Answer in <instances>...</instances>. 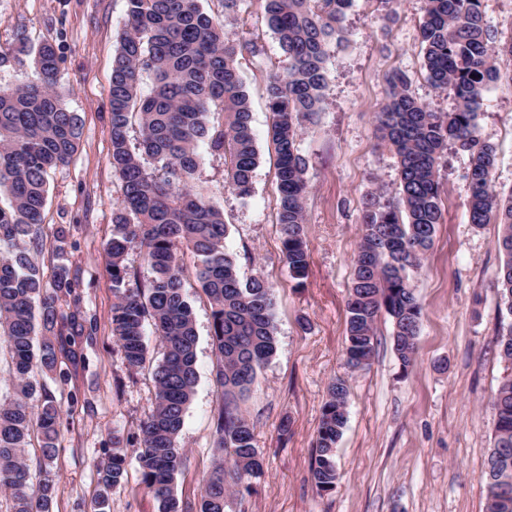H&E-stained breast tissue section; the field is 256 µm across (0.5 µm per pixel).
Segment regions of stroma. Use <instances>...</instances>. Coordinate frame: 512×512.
<instances>
[{
  "label": "stroma",
  "instance_id": "obj_1",
  "mask_svg": "<svg viewBox=\"0 0 512 512\" xmlns=\"http://www.w3.org/2000/svg\"><path fill=\"white\" fill-rule=\"evenodd\" d=\"M422 0H353L345 38L330 51L324 103L315 122L298 131L311 190L305 201L310 271L291 278L277 222L276 154L268 135L266 86L286 74L288 58L267 24L265 0H241L230 17L233 38L257 53L237 57L249 96L259 164L253 191L240 197L224 187V160L203 153L196 182L214 196L229 227L226 249L241 277L262 275L273 286L277 350L240 402L249 418L263 471L239 499L237 512H485L480 481L493 446L491 399L512 364L498 354L506 330L497 288L504 255L498 224H471L469 156L448 151L440 168L442 220L432 249L410 272L422 307L415 363L402 367L392 348L388 318L377 324L378 345L368 367L348 368L343 349L345 301L371 193L394 196L393 152L376 136L387 77L405 73L411 93L439 112L454 100L427 79L420 43ZM126 0H0V88L36 80L33 57L19 43L52 44L59 57L58 88L68 111L81 118V136L67 164L49 171L42 215L44 243L34 252L45 282L66 267L80 325L65 331L62 376L34 371L39 385L63 401L57 455L48 472L56 483L52 512H94L102 486L96 464L113 450L132 454L139 426L154 404L150 366L131 371L112 336V278L104 245L112 235L119 187L112 173L109 88ZM477 137L497 150L494 189L512 191V79L484 94ZM64 241H57V230ZM185 288L193 299L198 335V383L179 444L184 466L175 480L179 500L197 503L214 462V418L223 403L215 382L212 310L195 278L196 260L182 256ZM336 378L349 388L348 421L337 445L338 480L326 495L311 479L314 441ZM77 403H69V396ZM109 512H159L136 463L107 492Z\"/></svg>",
  "mask_w": 512,
  "mask_h": 512
}]
</instances>
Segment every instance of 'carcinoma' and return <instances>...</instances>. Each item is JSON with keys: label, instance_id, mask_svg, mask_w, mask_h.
Instances as JSON below:
<instances>
[{"label": "carcinoma", "instance_id": "carcinoma-1", "mask_svg": "<svg viewBox=\"0 0 512 512\" xmlns=\"http://www.w3.org/2000/svg\"><path fill=\"white\" fill-rule=\"evenodd\" d=\"M265 2L268 24L290 60L287 75L269 76L266 93L277 152V223L289 274L301 282L309 271L304 207L309 182L297 128L321 110L330 46L343 39L352 0ZM423 12L428 79L452 93L455 106L437 112L413 97L404 74L387 78L388 99L377 115V130L397 156L399 190L392 199L375 194L364 203L345 304L344 356L353 368L373 358L383 313L392 319L393 349L403 367L415 361L421 306L408 270L431 248L441 223L439 167L450 146L470 157V223L501 226L498 248L505 261L498 288L512 316V194L503 199L493 189L496 148L474 135L484 93L502 76L499 59L512 60V33H491L480 0H423ZM247 48L200 0H127L109 89L112 172L120 197L105 253L116 290L112 334L126 367L145 364L148 324L162 350L152 373L154 407L141 422L135 450L142 484L158 501L159 512H191L174 489L186 457L178 436L198 381L183 250L196 258L197 282L212 307L216 383L224 394L214 423L216 461L196 512H233L234 501L251 492V479L263 468L239 401L276 352L271 286L260 276L240 278L236 258L224 245V214L208 191L194 185L203 148L224 158V187L241 197L252 192L258 149L236 64ZM21 51L34 55L39 80L0 88V189L8 194L7 203L0 204V343L10 354L14 387L13 398L0 401V494L9 499V512H51L55 483L47 477L33 481L29 445L37 438L40 461H53L63 409L48 393L32 404L38 389L30 373L36 367L57 371L61 347L53 333L76 321L58 305L73 284L62 273L57 287L46 288L32 251L44 240L48 171L75 152L81 119L61 102L54 47L23 45ZM144 73L153 76L148 94L140 89ZM211 114L220 120H210ZM133 128L139 133L136 144L129 136ZM134 249L152 276L132 288L127 256ZM347 397L345 380H332L312 462L322 494L331 492L338 478L336 447L347 424ZM492 405L494 441L481 475L486 512H512L511 377L500 384ZM97 471L102 493L96 512H107L108 491L125 481L127 458L114 453Z\"/></svg>", "mask_w": 512, "mask_h": 512}]
</instances>
